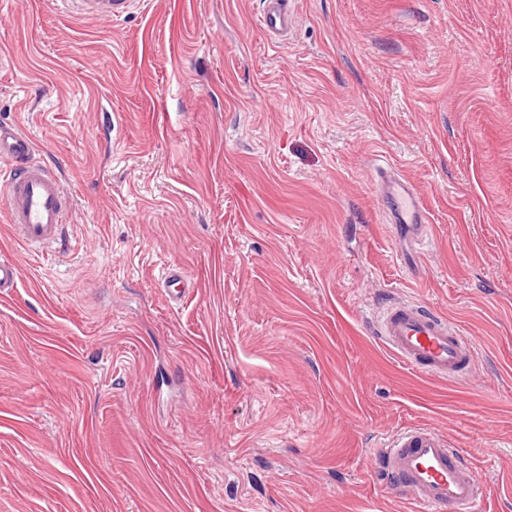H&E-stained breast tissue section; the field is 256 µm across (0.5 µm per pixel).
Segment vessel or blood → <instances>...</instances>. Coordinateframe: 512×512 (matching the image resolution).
Masks as SVG:
<instances>
[{
  "label": "vessel or blood",
  "instance_id": "b4317fda",
  "mask_svg": "<svg viewBox=\"0 0 512 512\" xmlns=\"http://www.w3.org/2000/svg\"><path fill=\"white\" fill-rule=\"evenodd\" d=\"M80 14L120 21L137 10L140 0H70ZM261 27L275 40L286 37L293 24L289 0H265ZM375 187L382 197L388 223L406 249L426 246L429 211L415 187L401 174L378 169ZM0 198L14 237L28 249L67 254L71 198L61 176L35 156L32 141L16 125L0 123ZM172 302L190 291L179 270L166 273L163 283ZM378 333L389 350L407 367L448 380L467 376L474 363L475 344L432 307L408 300L388 305ZM376 464L393 484L423 512H472L483 495L479 473L465 464L460 449L430 428H413L375 455Z\"/></svg>",
  "mask_w": 512,
  "mask_h": 512
}]
</instances>
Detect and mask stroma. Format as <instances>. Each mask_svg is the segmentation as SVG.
Masks as SVG:
<instances>
[{"mask_svg": "<svg viewBox=\"0 0 512 512\" xmlns=\"http://www.w3.org/2000/svg\"><path fill=\"white\" fill-rule=\"evenodd\" d=\"M291 6L276 44L261 0H0V122L74 203L61 257L0 212V512H419L371 458L415 426L512 512V0ZM380 167L430 211L400 263ZM394 298L468 377L383 345ZM66 4H74L80 14H92L100 19L120 21L137 10L140 0H67ZM190 285V281L181 271L176 269L167 272L162 283L171 301L175 304L181 302L186 294L191 291ZM378 334L411 369L442 380L463 378L472 371L473 340L427 304L392 302L381 315Z\"/></svg>", "mask_w": 512, "mask_h": 512, "instance_id": "35a3bbf8", "label": "stroma"}]
</instances>
